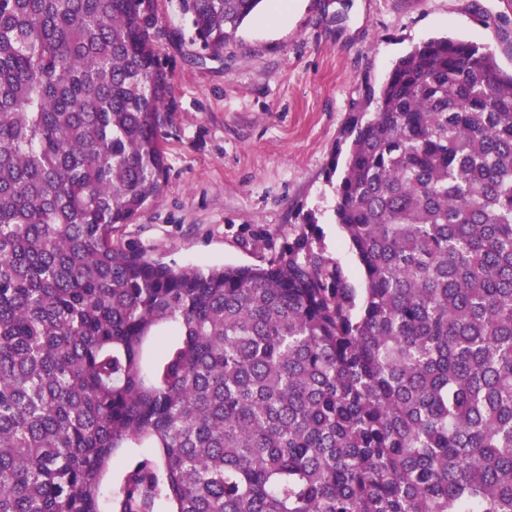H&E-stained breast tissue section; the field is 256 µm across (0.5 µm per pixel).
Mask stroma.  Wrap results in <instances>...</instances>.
I'll list each match as a JSON object with an SVG mask.
<instances>
[{"label": "stroma", "mask_w": 512, "mask_h": 512, "mask_svg": "<svg viewBox=\"0 0 512 512\" xmlns=\"http://www.w3.org/2000/svg\"><path fill=\"white\" fill-rule=\"evenodd\" d=\"M155 10L171 86L167 183L118 239L176 268L262 265L305 232L363 288L334 214L333 157L352 114L372 112L369 92L430 38L476 43L512 71V0H288L284 17L256 12L218 56L181 0Z\"/></svg>", "instance_id": "stroma-1"}]
</instances>
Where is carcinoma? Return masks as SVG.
<instances>
[{
  "label": "carcinoma",
  "mask_w": 512,
  "mask_h": 512,
  "mask_svg": "<svg viewBox=\"0 0 512 512\" xmlns=\"http://www.w3.org/2000/svg\"><path fill=\"white\" fill-rule=\"evenodd\" d=\"M266 0H182L213 54ZM154 0H0V512H512V73L450 38L354 115L265 265L114 240L162 195ZM174 340L151 372L148 338ZM149 451L147 448H121L112 464V470L107 476L102 487V497L100 500L101 512H110V490L116 487L118 481L121 479L126 463L132 456L139 453Z\"/></svg>",
  "instance_id": "cac0c4a2"
}]
</instances>
